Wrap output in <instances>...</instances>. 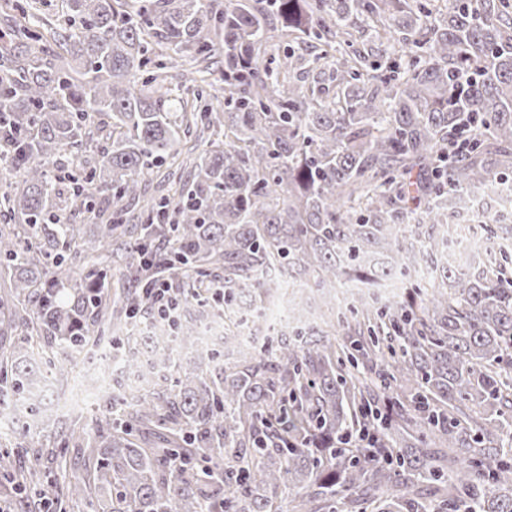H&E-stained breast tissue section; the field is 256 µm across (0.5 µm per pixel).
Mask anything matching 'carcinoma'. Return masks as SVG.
<instances>
[{
	"instance_id": "obj_1",
	"label": "carcinoma",
	"mask_w": 512,
	"mask_h": 512,
	"mask_svg": "<svg viewBox=\"0 0 512 512\" xmlns=\"http://www.w3.org/2000/svg\"><path fill=\"white\" fill-rule=\"evenodd\" d=\"M62 31L38 0H5L0 31V405L21 412L39 376L26 345L68 360L131 324L137 288L179 275L201 289L267 296L288 278L304 291L353 294L335 344L312 330L198 377L163 351L174 384L112 406L88 439L85 476L43 486L36 464L0 449V475L26 488L29 512H512V276L507 253L443 261L436 229L474 194L512 188V0H64ZM362 29L369 48L355 46ZM281 29L313 59L266 56ZM224 56V104L210 103L209 60ZM196 69L195 103L158 71ZM308 64L336 92L302 81ZM112 126L94 166L68 175L67 203L99 225L82 239L58 207L59 157ZM204 135L173 224L152 197L132 224L146 176L182 167ZM431 225L421 240L405 222ZM128 252L123 299L110 301L98 259Z\"/></svg>"
}]
</instances>
